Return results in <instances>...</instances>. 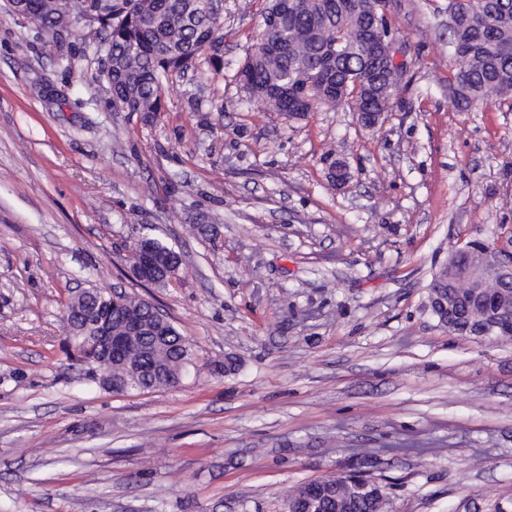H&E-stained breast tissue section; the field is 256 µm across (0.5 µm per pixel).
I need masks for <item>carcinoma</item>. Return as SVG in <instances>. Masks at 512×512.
Returning a JSON list of instances; mask_svg holds the SVG:
<instances>
[{
	"instance_id": "1",
	"label": "carcinoma",
	"mask_w": 512,
	"mask_h": 512,
	"mask_svg": "<svg viewBox=\"0 0 512 512\" xmlns=\"http://www.w3.org/2000/svg\"><path fill=\"white\" fill-rule=\"evenodd\" d=\"M217 0H107L96 23L106 32L112 69L104 75L117 112L161 111L163 78L191 68L207 50L221 42ZM297 0L277 31L264 15L260 42L267 51L250 53L237 72L252 94L290 120H302L309 102L318 107L342 104L356 112L387 111L388 95L370 88L362 76L367 57L362 50L364 0ZM68 0H31L35 21L49 27ZM449 43L458 61L451 100L467 111L481 100L512 94V0H448ZM340 42L341 60H328L330 43ZM454 289L435 272L429 289L430 313L449 331L472 335L464 313L436 308ZM147 305L125 295L124 315L144 317ZM132 361L159 368L155 387L169 385L167 374L178 369L187 377L196 364L194 344L176 326L160 339L139 336L130 344ZM323 496L315 503L302 488L288 496L301 512H389L387 491L372 497L334 476L322 479Z\"/></svg>"
}]
</instances>
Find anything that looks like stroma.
Segmentation results:
<instances>
[{"mask_svg": "<svg viewBox=\"0 0 512 512\" xmlns=\"http://www.w3.org/2000/svg\"><path fill=\"white\" fill-rule=\"evenodd\" d=\"M267 5L224 0L220 54L154 115L113 111L75 36L62 60L0 25V512H284L352 469L393 512H512V343L425 308L451 246L512 237V97L456 111L448 0H387L406 69L382 127L288 120L235 77ZM145 235L180 252L173 284L134 277ZM93 287L157 304L196 375L87 381L63 315Z\"/></svg>", "mask_w": 512, "mask_h": 512, "instance_id": "obj_1", "label": "stroma"}]
</instances>
